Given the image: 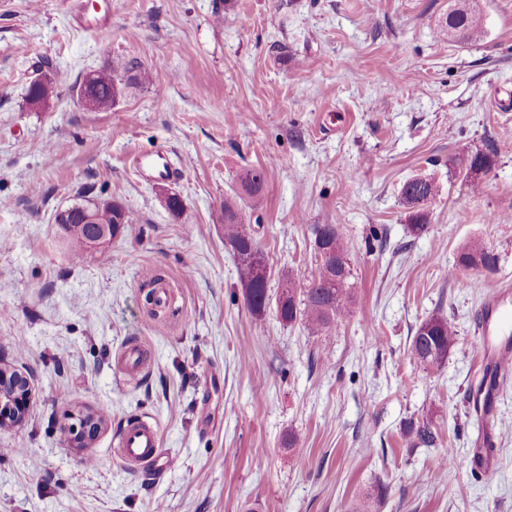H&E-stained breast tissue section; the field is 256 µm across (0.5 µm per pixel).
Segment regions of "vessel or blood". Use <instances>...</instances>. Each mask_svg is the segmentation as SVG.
Instances as JSON below:
<instances>
[{
    "label": "vessel or blood",
    "instance_id": "obj_1",
    "mask_svg": "<svg viewBox=\"0 0 512 512\" xmlns=\"http://www.w3.org/2000/svg\"><path fill=\"white\" fill-rule=\"evenodd\" d=\"M137 171L152 182L165 181L175 175L174 167L165 154H139L134 159ZM480 357L488 370L482 388L473 389L471 403L480 414L495 413V396L501 379L512 375V284L498 282L486 294L476 320ZM117 454L128 465H144L152 471L165 470L170 460L161 446L160 434L154 424L136 421L129 423L118 437ZM470 463L480 476L489 478L498 471L495 449L481 446L472 449Z\"/></svg>",
    "mask_w": 512,
    "mask_h": 512
}]
</instances>
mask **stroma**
<instances>
[{
    "label": "stroma",
    "mask_w": 512,
    "mask_h": 512,
    "mask_svg": "<svg viewBox=\"0 0 512 512\" xmlns=\"http://www.w3.org/2000/svg\"><path fill=\"white\" fill-rule=\"evenodd\" d=\"M471 4L485 34L459 42L436 35L450 0H112L98 32L68 0H0V364L32 391L0 428V512H512V379L488 480L467 463L483 291L452 275L479 241L498 257L487 280L512 282V0ZM133 56L149 82L106 111L78 102L84 73ZM160 149L180 170L164 187L132 165ZM488 150L472 184L454 161ZM250 169L264 189L240 206L270 296L315 274L313 225L339 228L354 303L330 338L247 306L221 209ZM417 177L437 194L413 238ZM82 199L136 221L75 261L54 215ZM157 277L170 299L153 318ZM438 313L457 341L429 367L410 342ZM130 345L150 357L135 373L119 368ZM80 412L107 418L86 448L64 431ZM132 419L158 426L163 474L118 457ZM426 421L432 447L405 435ZM411 181V180H410ZM406 182L402 189V196L409 211L407 229L414 237L422 236L428 229L427 214L424 206L430 203L436 195V186L430 180H427L425 192L422 196H415L414 186Z\"/></svg>",
    "instance_id": "35a3bbf8"
}]
</instances>
